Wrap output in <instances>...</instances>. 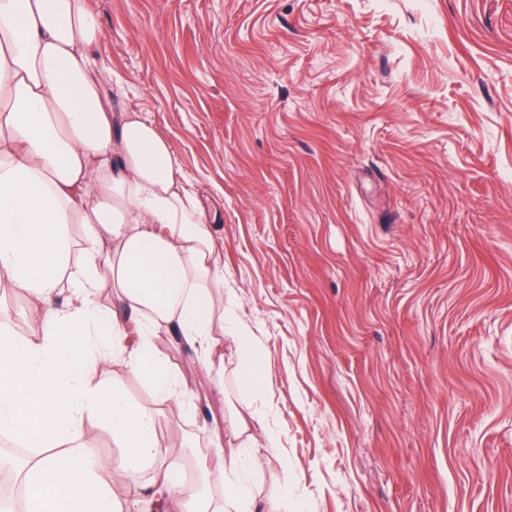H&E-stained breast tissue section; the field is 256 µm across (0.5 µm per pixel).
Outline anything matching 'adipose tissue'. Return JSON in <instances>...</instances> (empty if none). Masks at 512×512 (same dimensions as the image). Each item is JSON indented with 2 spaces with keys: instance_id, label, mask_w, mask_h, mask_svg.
<instances>
[{
  "instance_id": "obj_1",
  "label": "adipose tissue",
  "mask_w": 512,
  "mask_h": 512,
  "mask_svg": "<svg viewBox=\"0 0 512 512\" xmlns=\"http://www.w3.org/2000/svg\"><path fill=\"white\" fill-rule=\"evenodd\" d=\"M101 39L87 0H0V287L34 301L30 331L0 336V440L49 451L24 472L27 512H122L116 475L147 466L150 503L182 488L178 461L158 454L156 414L97 381L120 364L161 399L183 395L151 331L201 347L208 385L224 388V212L187 189L152 121L113 111ZM107 274L110 309L96 299ZM89 415L119 455L86 446ZM213 446L207 477L228 483L245 461L222 439ZM228 485L249 512L245 483Z\"/></svg>"
}]
</instances>
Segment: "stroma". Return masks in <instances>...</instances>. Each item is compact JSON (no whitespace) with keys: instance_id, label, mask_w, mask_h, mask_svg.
Wrapping results in <instances>:
<instances>
[{"instance_id":"1","label":"stroma","mask_w":512,"mask_h":512,"mask_svg":"<svg viewBox=\"0 0 512 512\" xmlns=\"http://www.w3.org/2000/svg\"><path fill=\"white\" fill-rule=\"evenodd\" d=\"M117 112L224 209V391L186 343L157 398L187 481L213 425L256 505L512 512V0H88ZM244 414L250 431L234 437Z\"/></svg>"}]
</instances>
